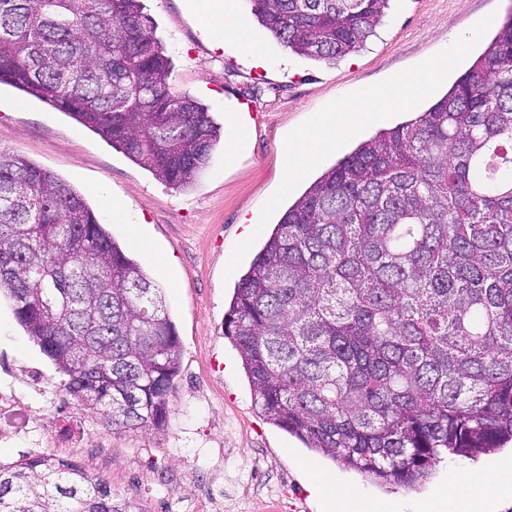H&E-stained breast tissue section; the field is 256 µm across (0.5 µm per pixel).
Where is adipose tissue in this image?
Instances as JSON below:
<instances>
[{
  "label": "adipose tissue",
  "mask_w": 512,
  "mask_h": 512,
  "mask_svg": "<svg viewBox=\"0 0 512 512\" xmlns=\"http://www.w3.org/2000/svg\"><path fill=\"white\" fill-rule=\"evenodd\" d=\"M237 3L238 0H199L196 15L200 28L236 47L250 62L268 64L265 51L254 39ZM470 42L467 36L452 39L443 56L425 62L416 73L396 77L390 84L358 96L337 99L285 146V185H292L322 156L336 151L344 140L382 118L387 111L412 108L456 66ZM315 479L323 489L326 512H403L399 506L374 502L363 492L339 484L323 473H316ZM508 495H512V457L485 467L481 479L475 481L462 480L460 473L449 472L443 488L415 505L412 512H486L490 497Z\"/></svg>",
  "instance_id": "adipose-tissue-1"
}]
</instances>
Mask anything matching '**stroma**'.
<instances>
[{
    "label": "stroma",
    "instance_id": "stroma-1",
    "mask_svg": "<svg viewBox=\"0 0 512 512\" xmlns=\"http://www.w3.org/2000/svg\"><path fill=\"white\" fill-rule=\"evenodd\" d=\"M171 60L175 91L206 105L221 127L208 165L179 191L132 162L72 116L0 85V149L23 155L79 191L113 236L130 241L128 225L103 212L99 195L127 204L149 249L131 253L162 288L182 349L164 432L112 430L66 393L52 362L0 298V384L30 406L28 434L0 439V461L13 462L31 444L41 453L78 461L113 493L146 512H322L313 469L382 499L415 500L434 492L449 467H483L491 458L442 453L425 481L389 484L332 461L259 412L231 341L224 313L263 236L324 171L378 130L406 121L393 112L365 128L284 189L282 147L291 134L337 97L410 74L442 54L449 38L481 36L449 81H456L496 34L512 0H391L374 36L333 62L314 61L268 37L248 0L241 11L272 61L252 66L234 47L205 39L192 0H141ZM131 222V223H132ZM159 254L172 274L150 260Z\"/></svg>",
    "mask_w": 512,
    "mask_h": 512
}]
</instances>
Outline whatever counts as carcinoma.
Returning <instances> with one entry per match:
<instances>
[{
    "label": "carcinoma",
    "instance_id": "1",
    "mask_svg": "<svg viewBox=\"0 0 512 512\" xmlns=\"http://www.w3.org/2000/svg\"><path fill=\"white\" fill-rule=\"evenodd\" d=\"M285 49L356 51L390 0H249ZM140 0H0V83L175 188L220 140L175 91ZM84 410L164 430L180 341L162 289L69 184L0 150V294ZM224 335L266 418L397 485L512 441V19L425 111L362 141L284 212ZM0 512H144L84 465L0 462Z\"/></svg>",
    "mask_w": 512,
    "mask_h": 512
}]
</instances>
